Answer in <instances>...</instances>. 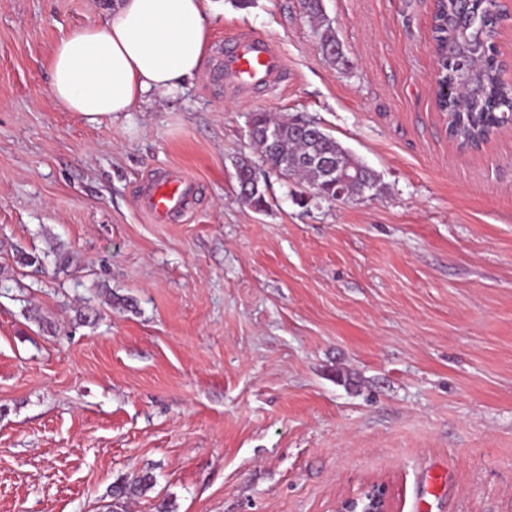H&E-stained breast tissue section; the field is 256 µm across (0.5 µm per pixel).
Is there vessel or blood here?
<instances>
[{"label":"vessel or blood","instance_id":"1","mask_svg":"<svg viewBox=\"0 0 512 512\" xmlns=\"http://www.w3.org/2000/svg\"><path fill=\"white\" fill-rule=\"evenodd\" d=\"M286 70L282 55L266 40L240 34L226 39L218 58V72L229 84L241 89L275 86ZM197 183L187 174L159 176L140 191L144 212L150 216H181L188 212Z\"/></svg>","mask_w":512,"mask_h":512}]
</instances>
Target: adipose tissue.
<instances>
[{
  "label": "adipose tissue",
  "instance_id": "1",
  "mask_svg": "<svg viewBox=\"0 0 512 512\" xmlns=\"http://www.w3.org/2000/svg\"><path fill=\"white\" fill-rule=\"evenodd\" d=\"M207 0H116L97 27L71 30L52 57L50 92L89 117L130 111L148 91H176L199 71Z\"/></svg>",
  "mask_w": 512,
  "mask_h": 512
}]
</instances>
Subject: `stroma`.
<instances>
[{
  "instance_id": "obj_1",
  "label": "stroma",
  "mask_w": 512,
  "mask_h": 512,
  "mask_svg": "<svg viewBox=\"0 0 512 512\" xmlns=\"http://www.w3.org/2000/svg\"><path fill=\"white\" fill-rule=\"evenodd\" d=\"M114 2L0 0V512H104L146 472L125 512H335L373 481L394 512H512V126L449 139L433 0H322L339 65L300 0H211L179 90L62 111L54 49ZM241 30L287 62L266 95L211 77ZM259 111L317 121L378 195L269 170L255 210ZM169 169L199 188L157 224L139 189ZM324 26L321 34V50L325 58L332 64L343 63L344 54L339 41L336 38V33L332 27L327 23ZM237 180L240 191L246 202L257 210L267 206L265 189L261 186L256 167L248 160L237 162ZM152 483V476L148 474L133 479L131 483L128 481L117 482L112 485V501L108 502L109 504H106L104 507L107 509V512L122 511L124 498H127L129 495H134L135 493L142 494V492L150 488Z\"/></svg>"
}]
</instances>
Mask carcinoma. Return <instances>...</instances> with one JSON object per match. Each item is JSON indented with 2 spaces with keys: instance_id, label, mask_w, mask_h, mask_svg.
<instances>
[{
  "instance_id": "1",
  "label": "carcinoma",
  "mask_w": 512,
  "mask_h": 512,
  "mask_svg": "<svg viewBox=\"0 0 512 512\" xmlns=\"http://www.w3.org/2000/svg\"><path fill=\"white\" fill-rule=\"evenodd\" d=\"M501 16L500 0H438L436 4V80L452 89V93L437 97V107L446 117L448 137L461 146L478 148L500 128L512 124V84L502 77L497 47ZM321 50L333 64L344 61L336 33L328 24L321 34ZM249 137L264 164L288 178L303 181L319 199L336 200V182L324 175L322 166L311 162L313 157L329 165L346 164L350 173L362 174V178L345 185V198L361 199L366 182L373 191H379L375 172L354 159L312 120L275 121L264 112H255ZM237 180L248 204L257 210L266 208L265 189L251 162H237ZM152 483V476L146 474L113 484L112 501L105 505L107 512H120L124 498L144 492Z\"/></svg>"
}]
</instances>
